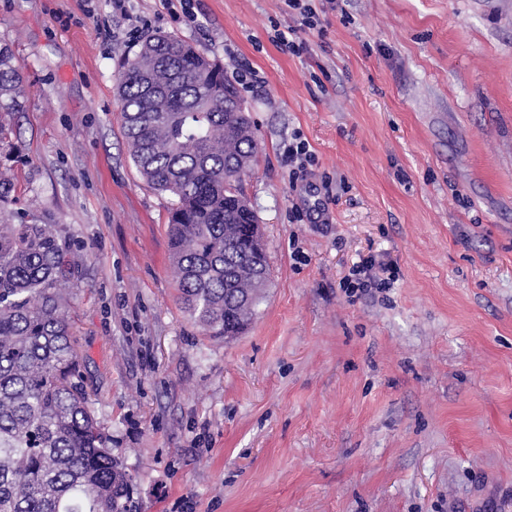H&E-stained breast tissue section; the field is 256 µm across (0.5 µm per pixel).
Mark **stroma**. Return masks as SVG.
Segmentation results:
<instances>
[{
	"mask_svg": "<svg viewBox=\"0 0 512 512\" xmlns=\"http://www.w3.org/2000/svg\"><path fill=\"white\" fill-rule=\"evenodd\" d=\"M0 0L24 67L14 221L54 224L95 418L137 512H512V0H336L308 52L286 0ZM208 49L258 142L240 188L272 269L248 329L203 336L170 272L117 76L148 36ZM300 133L316 161L293 179ZM390 288L340 286L367 257Z\"/></svg>",
	"mask_w": 512,
	"mask_h": 512,
	"instance_id": "stroma-1",
	"label": "stroma"
}]
</instances>
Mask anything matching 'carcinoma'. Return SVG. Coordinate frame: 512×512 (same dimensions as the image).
Returning <instances> with one entry per match:
<instances>
[{
    "mask_svg": "<svg viewBox=\"0 0 512 512\" xmlns=\"http://www.w3.org/2000/svg\"><path fill=\"white\" fill-rule=\"evenodd\" d=\"M24 74L0 47V152L23 110ZM129 156L170 211L179 301L203 334L239 335L271 280L241 175L257 149L224 66L206 49L156 34L119 74ZM0 208V512H132L112 436L95 419L62 289L71 271L57 225L15 224Z\"/></svg>",
    "mask_w": 512,
    "mask_h": 512,
    "instance_id": "cac0c4a2",
    "label": "carcinoma"
}]
</instances>
